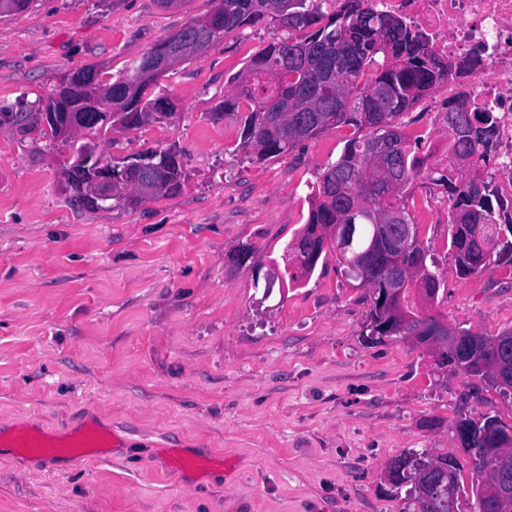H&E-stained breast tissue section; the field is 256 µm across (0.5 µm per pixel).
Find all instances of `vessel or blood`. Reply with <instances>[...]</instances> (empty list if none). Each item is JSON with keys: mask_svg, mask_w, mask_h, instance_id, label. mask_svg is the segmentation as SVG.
I'll use <instances>...</instances> for the list:
<instances>
[{"mask_svg": "<svg viewBox=\"0 0 512 512\" xmlns=\"http://www.w3.org/2000/svg\"><path fill=\"white\" fill-rule=\"evenodd\" d=\"M116 441L117 436L111 429L93 423L63 436L24 427L10 432L0 428V447L11 449L13 455L44 460L60 459L76 466L89 461L94 452L115 446ZM202 462V456L177 452L167 459L166 468L179 477L198 469Z\"/></svg>", "mask_w": 512, "mask_h": 512, "instance_id": "vessel-or-blood-1", "label": "vessel or blood"}]
</instances>
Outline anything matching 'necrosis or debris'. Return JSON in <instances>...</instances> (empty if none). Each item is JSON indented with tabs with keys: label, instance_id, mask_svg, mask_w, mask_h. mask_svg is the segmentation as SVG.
I'll return each instance as SVG.
<instances>
[{
	"label": "necrosis or debris",
	"instance_id": "1",
	"mask_svg": "<svg viewBox=\"0 0 512 512\" xmlns=\"http://www.w3.org/2000/svg\"><path fill=\"white\" fill-rule=\"evenodd\" d=\"M378 13L401 19L427 40L431 53L458 62L444 83L445 100L495 113L496 145L487 174L493 187L512 199V0H369Z\"/></svg>",
	"mask_w": 512,
	"mask_h": 512
}]
</instances>
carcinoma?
<instances>
[{
	"instance_id": "carcinoma-1",
	"label": "carcinoma",
	"mask_w": 512,
	"mask_h": 512,
	"mask_svg": "<svg viewBox=\"0 0 512 512\" xmlns=\"http://www.w3.org/2000/svg\"><path fill=\"white\" fill-rule=\"evenodd\" d=\"M213 11L222 16L220 29L207 37L214 43L223 35L244 26H255L273 18L291 30H309L303 37L273 42L255 55L232 78L234 88L224 94L221 115L234 118L242 127L239 149L247 158L264 161L287 153L296 144L315 138L342 125L353 127V137L344 145L339 158L326 166L311 193V207L302 229L305 237L328 224H352L349 247L323 245L322 238L286 245L288 281L308 280L327 250H336L339 263L348 276L370 290L372 308L363 336H422L444 325L430 307L437 300L443 279L427 266V254L415 238L401 255L386 249L371 251L372 225L382 223L397 211L403 223L411 224L400 197L421 173L417 148L422 140L408 139L403 130L405 112L422 96L441 84L457 69L451 61L437 59L423 37L411 31L402 20L379 14L365 0H343L342 11L328 15L317 0H215ZM195 20L168 36L152 50L137 57L118 76L101 78L93 84L80 81L81 75L97 70L94 65L65 77L41 107L50 102L63 115L83 109L97 98L101 107L112 112V122L93 134L120 126L133 130L157 120L152 115L153 99L147 90L154 85V72L169 71L170 57L183 51L181 61L195 57L191 49ZM376 69L370 83L358 79L368 68ZM279 70L274 84L259 80L258 73ZM250 107L243 112L242 105ZM439 124L448 130V163L438 159L430 170L432 181L444 187L448 197L450 251L457 276L481 274L491 267L512 265V243L506 242L484 253L473 236L490 237L500 227L502 214L491 199L486 179V162L498 133L495 113L478 112L467 105L448 106ZM383 138L393 152L379 162L371 153L374 140ZM154 163L165 168L164 186L155 196L175 194L182 189L183 165L172 151L146 150ZM66 182L76 200L87 204L86 180L79 161L67 170ZM395 267L410 272V287L401 295L383 297L389 273ZM434 284L435 292L422 296L413 290ZM475 336L477 361L463 364L466 372L485 377L484 368L512 363V352L496 348V341L512 337V327L495 335L465 331ZM506 428L494 417L485 418L475 429L472 447L484 452L496 447ZM412 512H448V501L435 494L413 504Z\"/></svg>"
}]
</instances>
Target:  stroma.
I'll use <instances>...</instances> for the list:
<instances>
[{"label":"stroma","mask_w":512,"mask_h":512,"mask_svg":"<svg viewBox=\"0 0 512 512\" xmlns=\"http://www.w3.org/2000/svg\"><path fill=\"white\" fill-rule=\"evenodd\" d=\"M213 0H38L0 15V424L66 432L88 421L120 435L78 467L0 460V512H406L387 462L455 456L453 426L512 399L438 365L411 339L362 332L371 296L335 254L300 287H267L308 218V195L353 132L341 126L252 162L220 117L231 80L289 31L276 20L216 40L161 76L166 121L109 130L104 158L177 152L181 191L137 207L88 208L64 181L79 133L49 136L34 103L87 64L116 75ZM444 277L434 310L449 325L512 327V268L467 278L449 250L448 198L419 175L407 200ZM247 252L244 263L230 255ZM228 458L176 479L165 449Z\"/></svg>","instance_id":"stroma-1"}]
</instances>
